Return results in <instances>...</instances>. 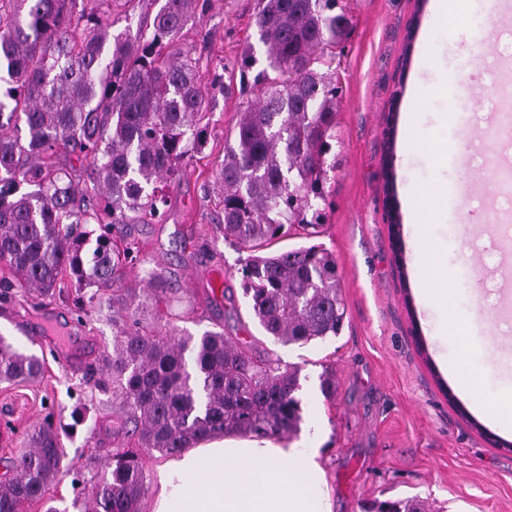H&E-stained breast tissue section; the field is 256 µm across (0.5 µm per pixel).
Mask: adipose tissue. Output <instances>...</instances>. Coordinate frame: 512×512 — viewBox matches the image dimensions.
I'll return each mask as SVG.
<instances>
[{
    "mask_svg": "<svg viewBox=\"0 0 512 512\" xmlns=\"http://www.w3.org/2000/svg\"><path fill=\"white\" fill-rule=\"evenodd\" d=\"M413 244L433 263L418 295L428 306L448 304L449 274L441 250L419 225ZM467 353L441 367L468 397L472 409L504 434H512V403L492 404L485 381L464 367ZM317 446L227 435L198 443L159 467L150 512H331Z\"/></svg>",
    "mask_w": 512,
    "mask_h": 512,
    "instance_id": "ef3b65f1",
    "label": "adipose tissue"
}]
</instances>
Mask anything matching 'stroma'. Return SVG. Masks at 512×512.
<instances>
[{
	"mask_svg": "<svg viewBox=\"0 0 512 512\" xmlns=\"http://www.w3.org/2000/svg\"><path fill=\"white\" fill-rule=\"evenodd\" d=\"M256 3L212 0L206 15L183 31L180 46L199 61L208 107L200 122L202 147L180 163L165 188L162 218L128 227L138 256L124 271L123 287L140 288L141 272L158 269L175 292L163 317L144 303L141 324L181 335L218 331L281 366L298 367L302 416L321 426L319 462L332 512H364L368 503L406 497L424 500L428 512H512V436L471 413L439 361L477 346L473 363L493 395L512 388L507 261L500 251L479 249L476 236H456L461 217L474 207L488 217L485 235H503L512 225V195L500 194L490 181L504 149L479 135L507 93L512 5L495 0L484 51L489 80L468 87L456 68L467 0H453L447 24L429 35V9L420 0H340L348 27L334 64L340 99L321 226L310 238L291 227L274 247L313 242L331 251L347 318L338 336L301 346L265 336L242 294L247 252L226 243L217 222L223 198L215 179L225 140L251 99L249 84L267 66ZM248 50L254 63L243 70L245 90L225 94L216 77L241 70ZM417 75L428 86L426 97L409 93ZM408 111L414 114L409 123ZM463 132L472 136L467 179L447 157ZM461 181L466 200L454 207L439 199L428 232L442 246L449 272L466 273L481 286L476 300L454 288L457 317L466 320L476 311L483 322L451 338L443 311L425 309L417 294L431 269L413 257L407 189ZM391 196L399 208L396 225L386 215ZM120 313L104 295L81 309L68 298H0V336L44 361L38 379L0 382V482L11 477L12 461L30 434L47 422L62 428L69 462L45 500L26 504L24 512L50 506L83 512L81 500L125 442L111 393L83 381L86 366L111 352L112 321ZM325 373L336 381L334 394L321 390ZM91 455L98 459L92 468L86 465Z\"/></svg>",
	"mask_w": 512,
	"mask_h": 512,
	"instance_id": "obj_1",
	"label": "stroma"
}]
</instances>
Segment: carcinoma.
<instances>
[{"label": "carcinoma", "instance_id": "cac0c4a2", "mask_svg": "<svg viewBox=\"0 0 512 512\" xmlns=\"http://www.w3.org/2000/svg\"><path fill=\"white\" fill-rule=\"evenodd\" d=\"M112 0H0V289L64 297L65 278L85 288L121 291L135 243L125 226L161 217L163 189L199 144L206 109L198 61L177 47L209 0H164L152 21L131 25ZM336 0H259L255 15L269 66L251 85L254 100L224 145L217 176L224 197V241L247 249L243 295L266 335L283 344L337 336L346 308L336 257L320 244L268 252L285 225L314 235L310 210L325 201V155L335 138L332 66L347 18ZM126 25L117 34L119 21ZM111 50L105 51L106 43ZM27 129L21 139L19 123ZM65 151L88 161L92 188L59 164ZM33 190L15 196L16 185ZM100 233L94 234L93 226ZM160 301L163 275L143 271ZM43 363L0 336V381L41 375ZM88 381L117 400L127 447L112 453L84 512H138L146 491L141 453L180 454L201 438L242 435L291 439L302 408L295 368L252 355L222 332L200 336L146 332L122 320L112 354ZM0 482V512L44 499L65 460L59 432L46 423ZM365 512H426L418 499L381 501Z\"/></svg>", "mask_w": 512, "mask_h": 512}]
</instances>
